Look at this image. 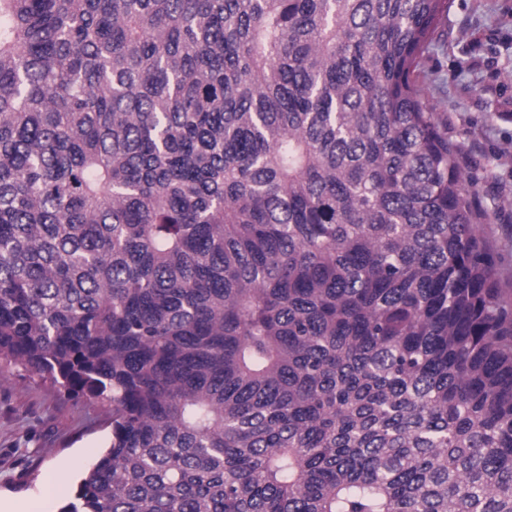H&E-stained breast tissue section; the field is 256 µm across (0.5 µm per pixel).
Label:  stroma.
<instances>
[{"mask_svg":"<svg viewBox=\"0 0 512 512\" xmlns=\"http://www.w3.org/2000/svg\"><path fill=\"white\" fill-rule=\"evenodd\" d=\"M443 30L424 61L425 95L448 115L499 277L512 289V0H449ZM111 430L99 405L0 363V512H59Z\"/></svg>","mask_w":512,"mask_h":512,"instance_id":"obj_1","label":"stroma"}]
</instances>
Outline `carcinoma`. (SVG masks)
<instances>
[{"label": "carcinoma", "mask_w": 512, "mask_h": 512, "mask_svg": "<svg viewBox=\"0 0 512 512\" xmlns=\"http://www.w3.org/2000/svg\"><path fill=\"white\" fill-rule=\"evenodd\" d=\"M447 15L0 0V360L112 425L60 512H512Z\"/></svg>", "instance_id": "carcinoma-1"}]
</instances>
